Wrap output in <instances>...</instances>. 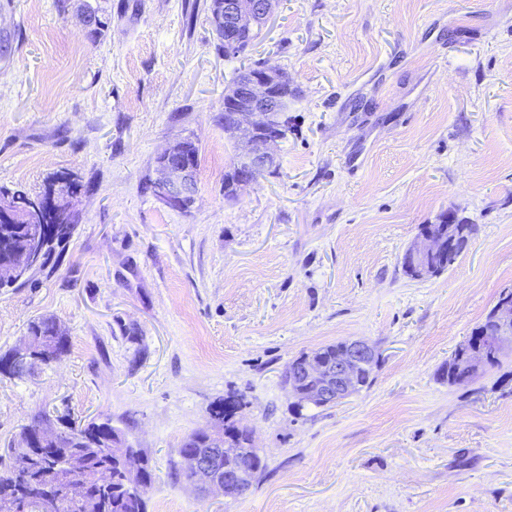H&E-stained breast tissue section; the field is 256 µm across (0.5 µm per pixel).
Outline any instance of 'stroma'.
Wrapping results in <instances>:
<instances>
[{
    "mask_svg": "<svg viewBox=\"0 0 512 512\" xmlns=\"http://www.w3.org/2000/svg\"><path fill=\"white\" fill-rule=\"evenodd\" d=\"M105 23L90 38L84 5ZM209 0H0V185L81 183L53 267L0 288V355L31 320L58 364L0 373V456L40 415L111 421L156 467L147 512H512V359L441 369L512 289V0H279L224 56ZM268 62L294 79L278 170L224 194V91ZM191 138L195 202L161 204L157 159ZM477 228L408 277L425 224ZM363 339L372 382L297 405L285 365ZM243 394L265 468L244 495L176 480L183 437ZM57 321L48 316H40L31 320L28 324V334L34 336L41 343L53 344L57 347L58 356L53 360H42L44 365H49L61 361L69 352V339L65 332L59 329Z\"/></svg>",
    "mask_w": 512,
    "mask_h": 512,
    "instance_id": "35a3bbf8",
    "label": "stroma"
}]
</instances>
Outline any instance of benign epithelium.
<instances>
[{"instance_id": "benign-epithelium-1", "label": "benign epithelium", "mask_w": 512, "mask_h": 512, "mask_svg": "<svg viewBox=\"0 0 512 512\" xmlns=\"http://www.w3.org/2000/svg\"><path fill=\"white\" fill-rule=\"evenodd\" d=\"M272 0H224L223 10L214 19L215 28L221 35L224 48L232 51L240 44L243 24L248 20H265L271 14ZM240 94L247 99L246 108L235 107L238 99L228 102L233 108L236 131L244 132V142L253 140L262 142L261 150L240 159L238 164L239 183L247 186L256 182L272 170L277 156L276 143L282 139L279 130L272 124V114L288 109L291 97L285 93L278 82L265 68L255 72L241 88ZM186 149L178 142L167 148L158 159L160 176L155 181V196L163 205L179 209L194 203V192L189 185V162ZM77 193L60 189L54 185L47 190L45 198L25 209L17 207L9 199H0V223L18 224L23 233L25 247L20 249L14 240L0 239V280L20 282L29 277L38 263L40 245L43 242V224L48 214H56L60 209L72 212L73 199ZM438 247L436 238L422 233L408 248V256L420 258L434 252ZM512 349V336H497L488 341L480 351L471 352L462 347L458 357L471 371L484 368L489 351ZM38 348L32 340L12 351V362L16 369L27 370L29 365L41 358ZM377 366L374 348L363 340L350 339L343 353L334 362H325L315 356H305L295 362L288 373V389L305 383L310 385L306 401L311 404H335L360 386L361 371H371ZM33 439L42 450H51L49 459L54 469L66 471L72 469L69 455L57 451L56 430L46 424L34 427ZM223 447V438L217 436L211 447L180 454V471L186 480L205 492L223 495L235 493L242 495L251 487L248 465L226 471L219 466L218 454L214 449ZM17 465L14 473H28L41 470L39 480L47 488L45 507L69 494V486L60 479H54L41 468L42 454H33L26 450H15Z\"/></svg>"}]
</instances>
